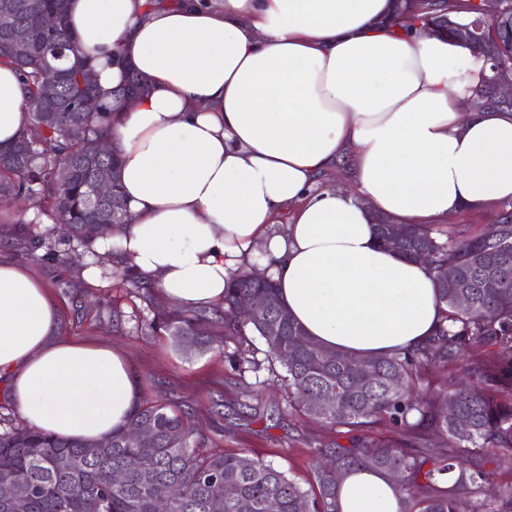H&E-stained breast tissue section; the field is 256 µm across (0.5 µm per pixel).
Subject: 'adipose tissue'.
Here are the masks:
<instances>
[{
  "label": "adipose tissue",
  "mask_w": 512,
  "mask_h": 512,
  "mask_svg": "<svg viewBox=\"0 0 512 512\" xmlns=\"http://www.w3.org/2000/svg\"><path fill=\"white\" fill-rule=\"evenodd\" d=\"M391 0H70L104 98L137 76L108 141L129 221L120 250L160 302L210 309L258 268L320 345L357 356L424 344L441 320L434 272L379 246L374 218L436 224L512 200V113L462 112L491 70L478 51L382 25ZM0 65V147L28 118ZM350 163L351 191L317 189ZM287 224H279L280 215ZM45 285L0 258V377L29 427L102 440L141 393L122 350L59 334ZM341 512H398L391 483L349 475Z\"/></svg>",
  "instance_id": "ef3b65f1"
}]
</instances>
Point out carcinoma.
<instances>
[{
	"label": "carcinoma",
	"instance_id": "obj_1",
	"mask_svg": "<svg viewBox=\"0 0 512 512\" xmlns=\"http://www.w3.org/2000/svg\"><path fill=\"white\" fill-rule=\"evenodd\" d=\"M31 1L54 19L46 31L24 16ZM14 24H0V63L14 66L27 82L31 108L25 128L15 142L0 148V201L25 197L37 212L50 210L69 227L68 252H89L99 237L94 225L112 223V209L127 211L120 191L119 157L111 151L95 154V143L106 137L110 113L102 108L78 111V76L94 70L76 34L67 26V0H15ZM504 20L495 28L501 61L512 65V0H505ZM475 11L459 0H423L417 14L422 27L445 30L460 40ZM27 35L31 50L15 55L14 26ZM108 169L111 192L106 200L92 196L95 171ZM378 242L413 259L419 252L438 271L448 266V283L436 280L442 318L436 336L412 351L353 356L316 344L291 317L273 325L274 313L285 308L272 279L261 289L273 312L245 317L239 296L255 290L249 275L234 277L225 288L223 311L159 312L145 327L163 330L178 348L201 352L231 339L237 350L231 359L237 371L244 364L259 369L246 357L255 352L252 337L266 348L268 371L285 369L288 398L307 416L323 424L358 431L349 447L330 443L314 449L313 482L305 489L272 464L240 452L206 446L187 414L163 402L134 407L126 422L112 431L107 447L87 464L72 470L64 460L94 442L55 437L0 416V483L12 485L13 508L0 498V512H158L167 489L175 484L179 496L167 502V512H212L211 500H224V512H265L272 501L277 512H341L339 494L354 472H373L394 484L399 512H512V481L485 493L493 476L512 474V290L504 292L488 277L487 269L507 266L512 272V211L486 232L466 238L422 224H407L397 246L388 237V224L375 223ZM0 236L20 252L67 261V252L46 233L0 209ZM470 303L458 305L460 294ZM462 356L469 359L468 375L477 385L458 384L444 395L426 400L415 391L426 384L429 369L448 368ZM325 397L328 410L316 407ZM468 428L459 427V419ZM379 424L400 425L426 438L421 450L368 439L362 432ZM144 426L150 439L136 443L130 435ZM494 469H486L485 454ZM127 470L125 482H112V472Z\"/></svg>",
	"mask_w": 512,
	"mask_h": 512
}]
</instances>
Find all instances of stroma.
I'll return each instance as SVG.
<instances>
[{"label": "stroma", "instance_id": "35a3bbf8", "mask_svg": "<svg viewBox=\"0 0 512 512\" xmlns=\"http://www.w3.org/2000/svg\"><path fill=\"white\" fill-rule=\"evenodd\" d=\"M27 263L59 307L60 335L127 351L142 399L192 409L194 426L207 435L209 447L262 458L305 486L313 479V448L348 444L345 429L316 422L289 405L288 381H270L264 350L255 353L260 369L238 373L230 362L235 343L198 353L176 348L164 332H148L144 322L153 316L151 307L121 277L94 289L79 274L82 259L31 257ZM116 308L122 312L117 325Z\"/></svg>", "mask_w": 512, "mask_h": 512}]
</instances>
